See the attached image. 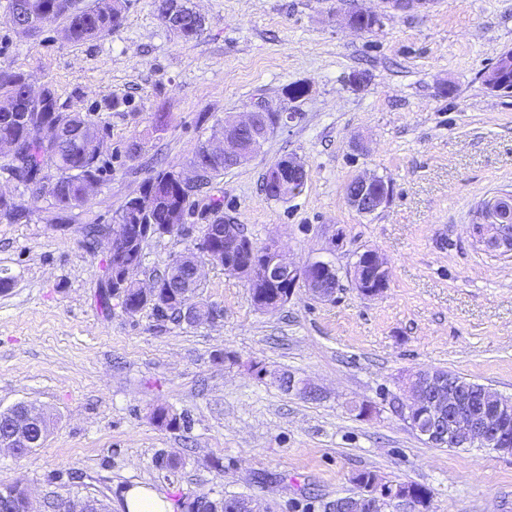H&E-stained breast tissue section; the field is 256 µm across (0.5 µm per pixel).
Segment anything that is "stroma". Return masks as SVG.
I'll return each instance as SVG.
<instances>
[{
	"instance_id": "stroma-1",
	"label": "stroma",
	"mask_w": 512,
	"mask_h": 512,
	"mask_svg": "<svg viewBox=\"0 0 512 512\" xmlns=\"http://www.w3.org/2000/svg\"><path fill=\"white\" fill-rule=\"evenodd\" d=\"M193 2L205 17L197 40L176 37L154 0H127L118 29L74 44L60 19L17 34L0 0V68L51 83L103 141L97 187L66 212L32 200L0 157V192L22 212L0 219V269L13 278L0 291V411L25 401L57 419L31 453L0 450V485L22 481L35 512L87 495L118 512L137 484L171 500L240 493L263 512H322L357 494L356 475L370 470L429 488L430 512H512V456L437 447L394 409L402 380L427 369L512 399V255L483 251L470 233L487 199L512 195V94L482 81L512 49V0ZM353 5L384 13L382 27L346 28ZM358 71L370 81L355 90L347 78ZM295 84L306 92L292 100L284 90ZM259 99L294 118L212 193L253 241L332 265L334 297L300 285L262 312L243 279L206 263L198 293L221 310L215 322L103 313L106 258L86 247L85 225L112 223L148 176L186 169L218 120ZM135 140L146 144L138 157ZM284 156L308 171L285 202L261 187ZM366 172L392 188L369 215L345 192ZM208 221L201 207L186 215L189 234L150 242L145 268L191 246ZM368 249L390 268L373 298L352 281ZM282 372L310 381L317 398L281 390L271 376ZM158 407L187 426H157ZM162 449L181 457L176 473L155 466Z\"/></svg>"
}]
</instances>
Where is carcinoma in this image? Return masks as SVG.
<instances>
[{"mask_svg": "<svg viewBox=\"0 0 512 512\" xmlns=\"http://www.w3.org/2000/svg\"><path fill=\"white\" fill-rule=\"evenodd\" d=\"M124 5L122 0H93L89 5L78 6L75 0H10L9 22L22 36H33L40 32L46 17L65 19V34L69 41L79 43L94 38L103 32H110L121 26ZM203 27L194 20L189 8L183 9V25L180 38L186 42L197 39ZM28 75L21 71L0 69V138H9L17 145L16 154L8 164L12 177L31 189L32 197L38 200L48 196L60 210L83 206L89 199L84 190L86 182H98L100 178V128L89 116L80 112H65L59 104L55 88L47 86L41 98L33 100L25 96ZM56 125L67 132V137L56 140H43L37 128L41 124ZM232 165L224 162V157L207 160L206 168L199 176L194 192L179 193L174 185V172L158 171L144 180L139 194L150 190L164 193V200L145 214L137 213L135 198H129L116 212L117 223L128 220L130 224H152L163 232L171 230L174 210L185 213L195 205V197L207 193L224 171ZM212 220L205 228L207 240L186 249L194 261L207 255V248L223 243L221 234L224 225L236 224L238 220L224 215L223 203L213 199L210 203ZM143 253L138 246L125 251L124 264L130 269L126 285L116 279H106L105 291L100 300L103 308L111 310L112 298L121 290L125 302L134 306L129 312L133 316L145 308L151 309L159 317L182 319L181 307L195 306L211 313L210 305L198 300L200 284L191 279V269L178 263H165L155 271L166 285L169 304L162 306L152 300L139 298L135 270L142 265ZM253 294L283 305L288 301V292L277 288H255ZM9 493H0V512H25L23 493L25 485L15 481L7 485ZM418 504L417 512H428L431 492L428 488L410 484L405 488ZM242 499L237 494H226L212 499L202 494L189 501L176 504L181 512H200L209 506L211 512H228L231 503Z\"/></svg>", "mask_w": 512, "mask_h": 512, "instance_id": "obj_1", "label": "carcinoma"}]
</instances>
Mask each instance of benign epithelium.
<instances>
[{
  "label": "benign epithelium",
  "instance_id": "1",
  "mask_svg": "<svg viewBox=\"0 0 512 512\" xmlns=\"http://www.w3.org/2000/svg\"><path fill=\"white\" fill-rule=\"evenodd\" d=\"M265 111L262 104L246 109L235 119L224 121V133L216 135L208 153L224 150V160L241 165L252 158L255 139L242 150L243 137L256 129L257 119ZM276 176L284 185L308 178L305 164L294 156L288 157ZM355 191L349 197L350 205L361 214H371L389 199L390 187L378 176L364 175L355 178ZM472 235L484 250L499 254L512 253V201L494 198L489 201L487 223L471 225ZM129 225L106 226L101 239L105 243L107 263L122 265ZM255 249V243L235 224L224 226V244L210 251L211 261L224 264V272L244 278L249 287L278 286L293 294L294 288L306 282L310 294L319 300H329L334 292L328 288L335 276L331 265L311 262L299 265L288 260L278 243L271 240L261 245L259 258L242 262L239 256L245 250ZM366 261L356 265L354 280L357 288L366 296H375L389 286V269L386 262L374 250L365 252ZM398 408L409 426L430 443L445 438L463 437V441L481 440L495 447L502 454L512 452V400L504 401L487 391L474 396L461 386H445L434 370L419 371L397 396ZM7 420L9 431L0 435V449L6 448L18 455L36 447L30 438L33 426L41 424L39 411L27 409L21 414L9 410L0 412V420ZM389 499L394 507L411 508L410 499H396L388 491L377 493L370 488L362 489L354 496L331 500V512H378L382 500Z\"/></svg>",
  "mask_w": 512,
  "mask_h": 512
}]
</instances>
